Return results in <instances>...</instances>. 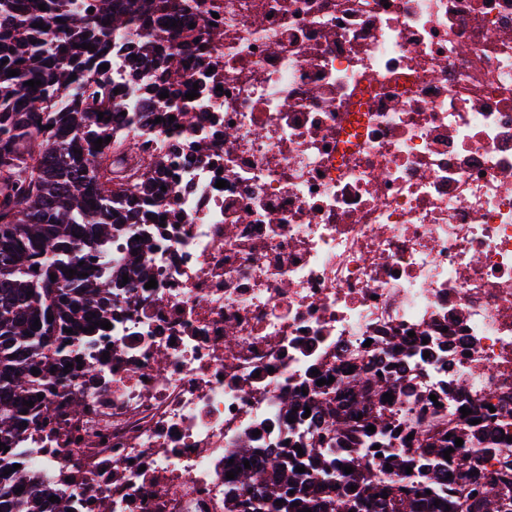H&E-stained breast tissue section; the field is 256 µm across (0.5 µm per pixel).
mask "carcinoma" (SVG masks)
<instances>
[{"label": "carcinoma", "mask_w": 512, "mask_h": 512, "mask_svg": "<svg viewBox=\"0 0 512 512\" xmlns=\"http://www.w3.org/2000/svg\"><path fill=\"white\" fill-rule=\"evenodd\" d=\"M41 4L45 9L39 8ZM171 7L172 0H99L91 13L80 10L73 0H0V184L8 190L0 200V443L7 447L18 426L33 418L23 400L62 370L52 355L68 352L70 337L64 329L85 323L110 291L100 278L76 285L65 271L91 266L92 246L104 241L108 227L123 219V193L101 174L104 155L90 147L74 152L76 141L92 143L104 136L92 121L103 102L93 99L75 112H58L57 100L76 82L107 81L106 72L89 62L98 56L111 30ZM35 23L43 27L35 28ZM83 43L93 50L82 48ZM10 70L19 75L8 76ZM29 80L41 85L31 88L25 85ZM386 391L383 379H359L346 388L361 404L364 394L379 401ZM358 415L327 406V434L322 439L343 430ZM491 435L490 428L480 433L462 429L448 439L437 431L419 439L433 452L423 474L431 485L428 501L374 479L371 463L363 459L351 467L364 489L350 490L333 501L296 497L290 494L293 470L271 458L259 468L238 472L248 491L245 512H512L511 472L472 485L470 472L462 467L454 479L464 486L465 503L450 504L442 494L440 449L455 447L457 438L481 444ZM8 469L12 473L4 474ZM3 482H26V475L13 469L9 454L0 455ZM384 494L388 498H382ZM278 500L282 505H276ZM0 512H39V493L1 494Z\"/></svg>", "instance_id": "cac0c4a2"}]
</instances>
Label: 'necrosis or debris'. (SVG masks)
Here are the masks:
<instances>
[{
    "mask_svg": "<svg viewBox=\"0 0 512 512\" xmlns=\"http://www.w3.org/2000/svg\"><path fill=\"white\" fill-rule=\"evenodd\" d=\"M174 3L97 59L133 212L81 368L15 441L42 512H242L229 471L278 452L301 487L362 454L406 482L413 427L475 419L469 467H512V0ZM164 92L173 120L132 122ZM370 373L387 429L320 443ZM343 391L352 394V397L356 399L360 404H364V394L371 392L372 397L380 401L382 396L387 391V382L383 379L376 381L369 379H358L347 386Z\"/></svg>",
    "mask_w": 512,
    "mask_h": 512,
    "instance_id": "obj_1",
    "label": "necrosis or debris"
}]
</instances>
